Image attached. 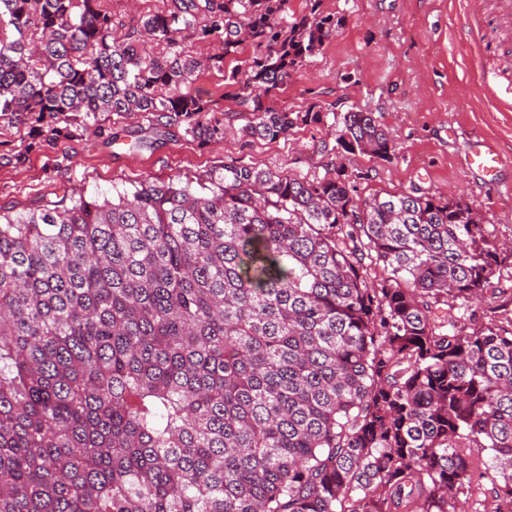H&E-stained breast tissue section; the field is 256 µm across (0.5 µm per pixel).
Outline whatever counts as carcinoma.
Masks as SVG:
<instances>
[{
	"mask_svg": "<svg viewBox=\"0 0 512 512\" xmlns=\"http://www.w3.org/2000/svg\"><path fill=\"white\" fill-rule=\"evenodd\" d=\"M311 0H175L121 38L101 0H0V123L39 144L146 114L202 144L224 73L276 140L322 112L271 99L336 30ZM222 40L197 57L186 39ZM342 156H391L370 112ZM470 204L420 188L360 200L344 166L298 178L231 160L0 212V512H455L488 453L512 506V293ZM488 296L500 323L470 331Z\"/></svg>",
	"mask_w": 512,
	"mask_h": 512,
	"instance_id": "obj_1",
	"label": "carcinoma"
}]
</instances>
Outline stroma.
Masks as SVG:
<instances>
[{"instance_id": "obj_1", "label": "stroma", "mask_w": 512, "mask_h": 512, "mask_svg": "<svg viewBox=\"0 0 512 512\" xmlns=\"http://www.w3.org/2000/svg\"><path fill=\"white\" fill-rule=\"evenodd\" d=\"M500 0H321L338 26L279 90L292 112L314 108L321 122L299 125L274 141H246V113L228 98L224 72L203 71L192 94L224 116L223 140L200 144L173 126L147 118L101 116L121 135L117 145L85 134L32 146L29 130L0 127V146L22 152L21 163L0 160V210L28 211L62 195L108 197L149 178L184 182L236 158L246 164L312 179L337 166L355 173V195L401 194L418 187L453 194L474 205L495 244L512 245V171L494 186L465 166L471 138L481 136L512 157V19ZM493 87L496 98L485 95ZM370 112L387 131L391 157L339 160L336 119Z\"/></svg>"}]
</instances>
